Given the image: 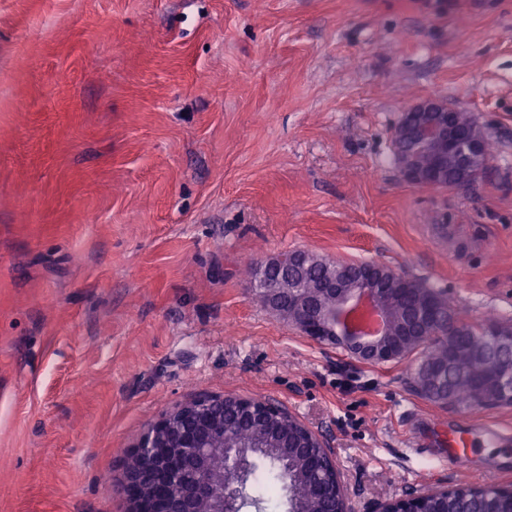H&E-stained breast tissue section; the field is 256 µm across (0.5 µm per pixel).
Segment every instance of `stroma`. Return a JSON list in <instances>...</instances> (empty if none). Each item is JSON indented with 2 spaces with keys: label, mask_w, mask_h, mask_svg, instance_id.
<instances>
[{
  "label": "stroma",
  "mask_w": 512,
  "mask_h": 512,
  "mask_svg": "<svg viewBox=\"0 0 512 512\" xmlns=\"http://www.w3.org/2000/svg\"><path fill=\"white\" fill-rule=\"evenodd\" d=\"M433 98L494 142L453 188L393 133ZM305 249L512 326V0H0V512H126L147 424L199 392L269 398L324 439L351 512L492 480L407 446L437 404L319 343L243 276ZM503 467L491 475L490 466Z\"/></svg>",
  "instance_id": "1"
}]
</instances>
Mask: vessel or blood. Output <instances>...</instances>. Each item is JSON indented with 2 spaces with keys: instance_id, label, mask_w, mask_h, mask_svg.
Masks as SVG:
<instances>
[{
  "instance_id": "1",
  "label": "vessel or blood",
  "mask_w": 512,
  "mask_h": 512,
  "mask_svg": "<svg viewBox=\"0 0 512 512\" xmlns=\"http://www.w3.org/2000/svg\"><path fill=\"white\" fill-rule=\"evenodd\" d=\"M426 441L438 446L440 461L457 471L471 465L478 444L511 445L512 429L496 424L474 425L466 419L455 420L445 429L426 422L414 432L413 443L419 447Z\"/></svg>"
}]
</instances>
